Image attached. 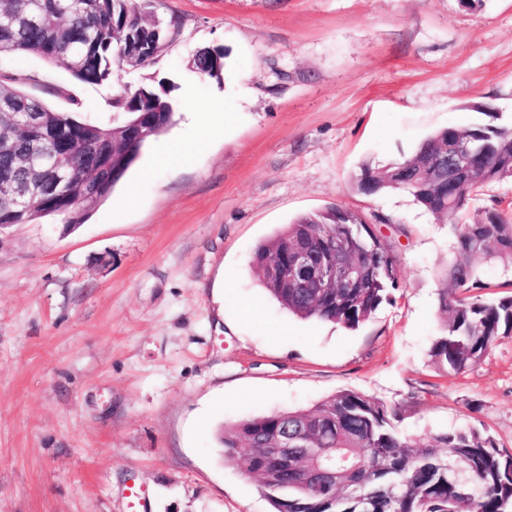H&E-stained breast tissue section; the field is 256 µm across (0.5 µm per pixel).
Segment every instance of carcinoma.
I'll use <instances>...</instances> for the list:
<instances>
[{
  "label": "carcinoma",
  "mask_w": 512,
  "mask_h": 512,
  "mask_svg": "<svg viewBox=\"0 0 512 512\" xmlns=\"http://www.w3.org/2000/svg\"><path fill=\"white\" fill-rule=\"evenodd\" d=\"M152 36L142 6L132 0H0V51L62 60L83 84L109 80L129 48ZM194 66L209 78L222 74L213 67L208 50L196 55ZM15 81L12 77L8 84L0 82L3 128L24 121L29 112L43 119L30 139L16 145V154L31 157L35 169L46 171L57 163V139L65 134L72 140L75 160L67 183L54 197L35 202L34 208L0 200L3 224L43 219L83 223L87 211L73 217L81 207L78 187L97 181L122 157L112 153V128L135 121L143 112L161 113L160 122L125 146L137 155L169 128L175 114L171 87L163 80L115 98L111 122L52 109L14 88ZM455 137L467 141L478 160V174L468 186L440 193L424 183L435 148L448 144V131L441 130L408 158L382 168L363 166L357 190L366 196L404 190L426 210L446 218L462 210L485 185L512 179V125L478 124L455 130ZM118 183L99 182L97 201L109 200ZM392 223L386 215L329 206L297 217L257 248L252 263L268 297L288 313L354 329L383 302L394 301L400 287V258L387 239L377 235L378 225ZM455 230L459 250L448 268L443 330L435 337L430 356L442 370L460 374L478 364L500 335L512 332V295L484 300L474 294L485 288L478 277L482 263L493 258L512 261V219L493 207L485 211L483 221L457 224ZM298 246L314 253L341 249L344 260L365 271L362 286L338 285L316 294L279 287L265 273L263 261ZM402 420L399 408L347 390L313 410L242 421L224 429L221 442L227 462L257 480L273 512H507L512 506V453L501 452L486 432L469 428L439 433L418 446L402 430ZM285 423L296 431L292 444L303 448L286 478L266 463L262 452L269 446V436ZM243 447L249 451H241ZM439 448L448 449V454L439 455ZM318 454L336 461L325 488L305 480Z\"/></svg>",
  "instance_id": "obj_1"
}]
</instances>
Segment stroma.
Returning a JSON list of instances; mask_svg holds the SVG:
<instances>
[{
	"instance_id": "obj_1",
	"label": "stroma",
	"mask_w": 512,
	"mask_h": 512,
	"mask_svg": "<svg viewBox=\"0 0 512 512\" xmlns=\"http://www.w3.org/2000/svg\"><path fill=\"white\" fill-rule=\"evenodd\" d=\"M179 30L149 66L82 84L67 65L0 54V79L48 106L106 120L125 90L166 80L175 117L105 202L68 229L0 231V512H272L225 462L219 431L312 408L343 390L405 409L417 442L483 428L512 453V333L460 374L435 368L454 224L407 192L354 179L448 128L512 122V0H153ZM220 49V79L193 66ZM184 141L181 161L170 140ZM337 205L391 217L401 257L391 303L354 329L302 320L268 298L256 249Z\"/></svg>"
}]
</instances>
